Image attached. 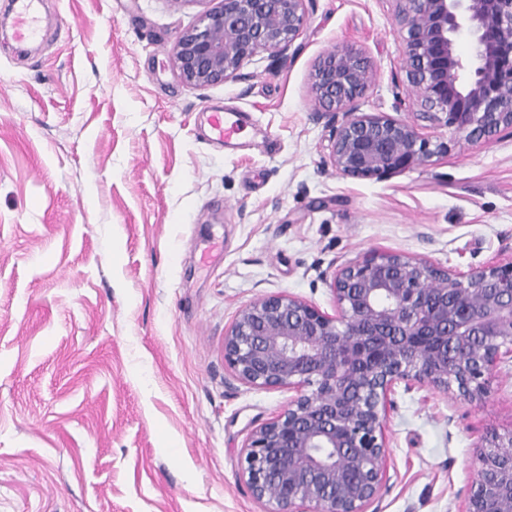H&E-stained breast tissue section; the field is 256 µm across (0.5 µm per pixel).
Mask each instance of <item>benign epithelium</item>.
<instances>
[{
	"instance_id": "obj_1",
	"label": "benign epithelium",
	"mask_w": 512,
	"mask_h": 512,
	"mask_svg": "<svg viewBox=\"0 0 512 512\" xmlns=\"http://www.w3.org/2000/svg\"><path fill=\"white\" fill-rule=\"evenodd\" d=\"M307 0H219L184 30L172 67L189 88L241 77L260 51L286 59L308 25ZM406 87L417 116L448 131L435 145L415 121L357 111L371 61L338 45L312 74L328 159L350 179L423 166L448 144L512 129V0H394ZM470 38L469 54L457 47ZM335 314L286 292L241 308L224 365L241 384L292 392L241 446V473L266 512H367L387 481L386 421L399 385L457 388L483 400L512 360V259L467 271L372 250L336 268ZM512 512V431L479 445L462 512Z\"/></svg>"
}]
</instances>
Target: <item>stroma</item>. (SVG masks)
<instances>
[{"label": "stroma", "mask_w": 512, "mask_h": 512, "mask_svg": "<svg viewBox=\"0 0 512 512\" xmlns=\"http://www.w3.org/2000/svg\"><path fill=\"white\" fill-rule=\"evenodd\" d=\"M35 44L0 0V512H265L242 476L285 389L235 381L224 332L287 292L334 312L337 267L399 252L443 268L512 257V135L388 179L326 166L312 73L373 64L360 111L411 118L393 0H309L292 58L191 89L174 73L198 0H38ZM243 133L204 136L214 110ZM368 512H461L478 445L512 430V362L483 403L397 387Z\"/></svg>", "instance_id": "1"}]
</instances>
